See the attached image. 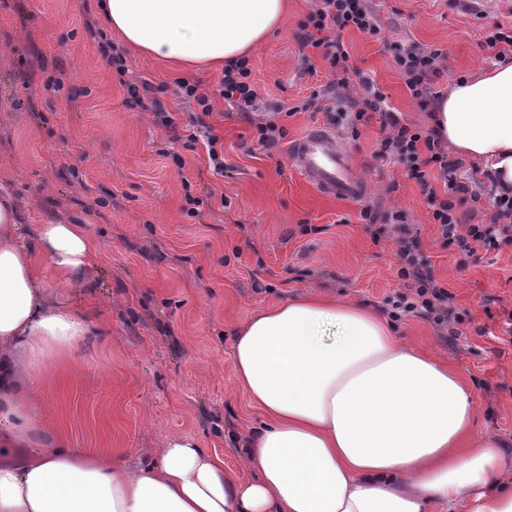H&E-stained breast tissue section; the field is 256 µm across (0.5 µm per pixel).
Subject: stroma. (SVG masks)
<instances>
[{"mask_svg":"<svg viewBox=\"0 0 512 512\" xmlns=\"http://www.w3.org/2000/svg\"><path fill=\"white\" fill-rule=\"evenodd\" d=\"M98 0H0V182L23 204L28 237L48 222L85 225L97 244L87 285L62 288L47 261L49 290L93 311L107 336L56 358L44 375L39 412L71 447L109 451L131 465L147 461L175 433L194 436L225 468L240 470L241 446L264 421L240 386L233 332L278 301L310 291L384 311L405 282L397 246L373 237L361 217L380 223L401 214L412 224L441 286L462 317L446 328L419 317L398 319L402 337L459 371L476 397L474 433L503 444V476L512 481V246L474 261L445 245L415 180L398 163L374 158L384 131L379 115L340 132L364 195L325 197L291 165L287 145H257L250 124L216 100L210 118L224 142L227 169L212 175L203 150H185L174 132L126 107L124 82L168 86L176 125L187 107L170 91L179 79L213 86L219 71H187L125 48L127 72L108 67L87 28ZM384 41L351 29L342 35L353 63L372 79L405 123L430 128L428 111L400 76L396 47L412 43L444 53L434 90L491 66L485 50L494 25L512 27V0H370ZM311 0H288L281 29L249 62L260 112L294 108L283 118L289 139L326 126L324 113L297 104L332 81L312 55L306 74L298 33ZM61 82L45 89L46 75ZM185 157L177 169L171 154ZM202 201L200 220L185 214ZM313 233H303V225Z\"/></svg>","mask_w":512,"mask_h":512,"instance_id":"obj_1","label":"stroma"}]
</instances>
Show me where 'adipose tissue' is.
Segmentation results:
<instances>
[{"mask_svg":"<svg viewBox=\"0 0 512 512\" xmlns=\"http://www.w3.org/2000/svg\"><path fill=\"white\" fill-rule=\"evenodd\" d=\"M284 0H100L103 24L136 50L185 68L246 56L285 20ZM432 122L458 154L512 191V61L455 80ZM0 183V512H430L474 492L472 512H512L500 454L473 434L461 375L355 301L308 294L240 326L238 379L265 422L243 453L249 482L195 437L171 435L139 467L53 439L37 414L48 362L95 336L92 313L53 300L85 281L97 247L84 225L47 223L28 242Z\"/></svg>","mask_w":512,"mask_h":512,"instance_id":"ef3b65f1","label":"adipose tissue"}]
</instances>
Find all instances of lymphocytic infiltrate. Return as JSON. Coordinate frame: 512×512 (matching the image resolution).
Returning <instances> with one entry per match:
<instances>
[{
  "label": "lymphocytic infiltrate",
  "mask_w": 512,
  "mask_h": 512,
  "mask_svg": "<svg viewBox=\"0 0 512 512\" xmlns=\"http://www.w3.org/2000/svg\"><path fill=\"white\" fill-rule=\"evenodd\" d=\"M349 29L375 39L381 36L382 29L369 0H313L311 12L302 25V47L317 51L334 75L333 81L321 94L326 102L324 112L328 123L333 125L343 121L352 125L363 120L368 113H380L388 134L378 140L374 156L401 163L407 176L416 180L432 207V218L445 243L470 257L480 250L491 253L511 245L512 197H494L496 223H463L458 206L465 202L467 196L473 195L474 190L457 178L462 160L449 157L436 131H424L404 124L398 112L389 109L384 95L371 80L359 77L342 41L343 32ZM442 56L441 49L412 45L401 49L396 58L400 76L420 107L431 106L437 98L433 85ZM251 74L249 61L242 60L225 68L215 88L207 89L200 82L186 79L176 83V96L192 107L186 115L183 145L192 151L205 147L208 168L213 174L224 172V149L209 122L215 99H223L244 119L251 121L256 141L263 148H276L286 136L284 126L277 122L275 115L254 120L259 93L250 81ZM354 78L363 89V97L335 106L337 89L346 87ZM124 90L125 106L151 113L159 126H173L174 120L161 99L162 87L143 81L125 84ZM434 175L443 183L446 199H439L435 186L431 185L430 178ZM395 230L399 256L403 261L398 273L406 281V290L399 293L393 302L392 316L411 314L440 325L460 322L453 296L439 286L431 263L420 251L417 234L403 221L396 224Z\"/></svg>",
  "instance_id": "1"
}]
</instances>
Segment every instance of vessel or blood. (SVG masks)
<instances>
[{
    "mask_svg": "<svg viewBox=\"0 0 512 512\" xmlns=\"http://www.w3.org/2000/svg\"><path fill=\"white\" fill-rule=\"evenodd\" d=\"M288 157L323 195L344 200L362 196L364 185L333 132L319 126L308 129L290 145Z\"/></svg>",
    "mask_w": 512,
    "mask_h": 512,
    "instance_id": "vessel-or-blood-1",
    "label": "vessel or blood"
}]
</instances>
